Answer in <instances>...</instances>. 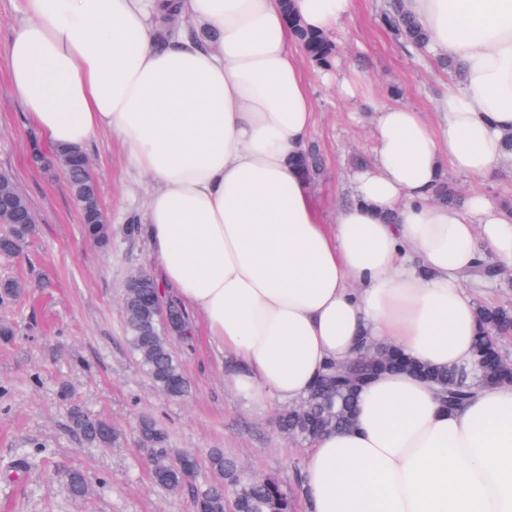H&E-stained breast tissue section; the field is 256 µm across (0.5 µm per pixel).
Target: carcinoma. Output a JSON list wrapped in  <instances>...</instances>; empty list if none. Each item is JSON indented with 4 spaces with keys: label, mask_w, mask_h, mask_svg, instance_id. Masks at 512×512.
Here are the masks:
<instances>
[{
    "label": "carcinoma",
    "mask_w": 512,
    "mask_h": 512,
    "mask_svg": "<svg viewBox=\"0 0 512 512\" xmlns=\"http://www.w3.org/2000/svg\"><path fill=\"white\" fill-rule=\"evenodd\" d=\"M290 2L283 0L288 18L296 30L298 43L318 66L329 67L335 53L334 43L329 36L303 27L293 14ZM378 21L405 47L413 50L427 48L426 33L413 16L401 9L399 0H389L382 8ZM58 160L68 171L72 196L87 220L84 224L86 237L101 247L108 246L111 243L109 226L95 220L98 215L96 185L83 170L70 165L71 154L60 153ZM298 165L307 177L315 176L321 168L316 148L308 147L299 158ZM436 199L444 205H456L461 202V194L454 185L443 179L436 188ZM17 206L13 215V232L0 237V254L21 252L33 232L29 207L20 199ZM157 291L158 284L148 270L139 269L129 277L123 298L127 339L156 387L166 396L176 399L185 394L187 380L171 348L174 333L163 327L154 313L152 296ZM476 311L479 330L471 362L453 368H430L414 362L389 345L367 346L359 357L345 364L327 363L318 374L317 384L309 395L279 414V432L311 444L326 432L351 427L358 394L354 386H366L371 378L386 372L413 371L441 389V403L448 409L455 408L456 402L471 397L481 387L511 384L512 361L501 353L499 345L491 337L507 336L512 332V307L478 304ZM172 313L174 322L182 326L179 339L190 342L192 320L189 313L178 302L172 304ZM69 419L72 429L91 446L109 448L119 437L111 422L92 418L78 407L70 408ZM137 440L139 447L148 452L154 484L168 492L190 489L195 512H295L294 495L283 488L277 477L248 474L221 448H213L207 453L214 481L197 487L192 480L198 465V451L169 447L167 432L149 417L140 419ZM60 480L71 498L80 499L88 493L87 480L79 470H62Z\"/></svg>",
    "instance_id": "cac0c4a2"
}]
</instances>
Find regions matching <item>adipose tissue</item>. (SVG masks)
Returning <instances> with one entry per match:
<instances>
[{"instance_id": "adipose-tissue-1", "label": "adipose tissue", "mask_w": 512, "mask_h": 512, "mask_svg": "<svg viewBox=\"0 0 512 512\" xmlns=\"http://www.w3.org/2000/svg\"><path fill=\"white\" fill-rule=\"evenodd\" d=\"M334 32L355 0H294ZM438 56L459 62L433 130L417 110L376 111L377 157L324 223L294 167L315 112L279 0H25L4 55L50 148L102 130L154 185L142 230L163 285L201 314L256 404L306 396L363 333L436 367L469 362L478 323L463 274L512 266V214L478 196L436 202L441 159L485 176L512 132V0H404ZM216 33L158 46L164 11ZM309 512H512V385L442 407L409 374L376 378L354 428L307 450Z\"/></svg>"}]
</instances>
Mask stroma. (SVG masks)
<instances>
[{
	"mask_svg": "<svg viewBox=\"0 0 512 512\" xmlns=\"http://www.w3.org/2000/svg\"><path fill=\"white\" fill-rule=\"evenodd\" d=\"M383 0H356L351 16L333 36L330 69L307 63L305 75L315 108L310 141L322 155V174L313 182L325 223L351 198L349 177L357 158H374L375 108L400 102L438 124L448 73L431 50L406 51L377 17ZM356 79L353 94L342 83ZM404 94L393 98L391 86ZM0 65V170L9 172L35 218V233L18 255H0V282L17 280L29 290L20 299L0 298V323L15 336L0 341V512H193L189 492L156 487L139 448L135 427L153 418L173 448L199 453L223 449L253 475H278L295 487V465L306 447L278 433V402L247 405L237 392L232 366L211 342L201 317L193 319L190 344L171 346L190 381L186 395L161 393L125 340L123 295L129 275L155 270L146 241L130 227L142 220L151 182L131 169L120 141L109 131L87 145L100 205L112 229L108 248L88 240L68 182L57 167L39 163L46 151ZM448 181L463 196L483 197L498 206L512 198V163L499 175L479 177L444 165ZM68 388L63 404L60 388ZM107 419L120 438L109 448L87 445L73 431L69 405ZM32 464L23 472L11 465L21 454ZM83 472L88 494L73 499L57 477L60 468Z\"/></svg>",
	"mask_w": 512,
	"mask_h": 512,
	"instance_id": "1",
	"label": "stroma"
}]
</instances>
